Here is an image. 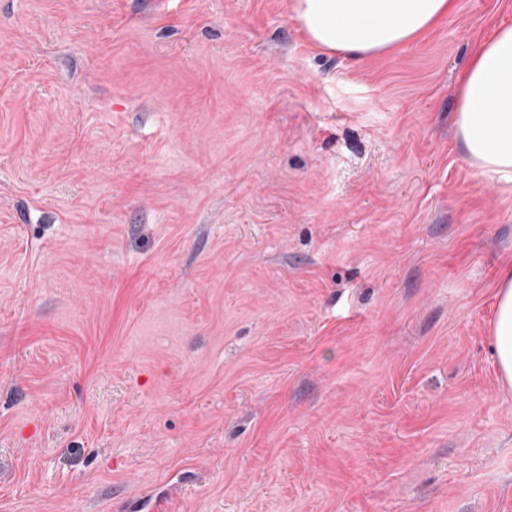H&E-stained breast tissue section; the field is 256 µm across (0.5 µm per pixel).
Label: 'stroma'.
<instances>
[{
	"label": "stroma",
	"mask_w": 512,
	"mask_h": 512,
	"mask_svg": "<svg viewBox=\"0 0 512 512\" xmlns=\"http://www.w3.org/2000/svg\"><path fill=\"white\" fill-rule=\"evenodd\" d=\"M502 24L0 0V512H512V184L453 128ZM456 0H292L317 48L363 59L405 44L448 17ZM496 309L490 324L498 379L512 389V268L505 269L497 281Z\"/></svg>",
	"instance_id": "1"
}]
</instances>
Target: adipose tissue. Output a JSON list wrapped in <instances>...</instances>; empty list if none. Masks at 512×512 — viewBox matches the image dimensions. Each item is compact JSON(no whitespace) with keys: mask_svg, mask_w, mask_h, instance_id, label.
<instances>
[{"mask_svg":"<svg viewBox=\"0 0 512 512\" xmlns=\"http://www.w3.org/2000/svg\"><path fill=\"white\" fill-rule=\"evenodd\" d=\"M456 0H291V13L317 48L362 59L405 44L448 17ZM458 146L475 175L512 183V26L479 42L454 108ZM490 324L498 379L512 389V268L496 286Z\"/></svg>","mask_w":512,"mask_h":512,"instance_id":"obj_1","label":"adipose tissue"}]
</instances>
